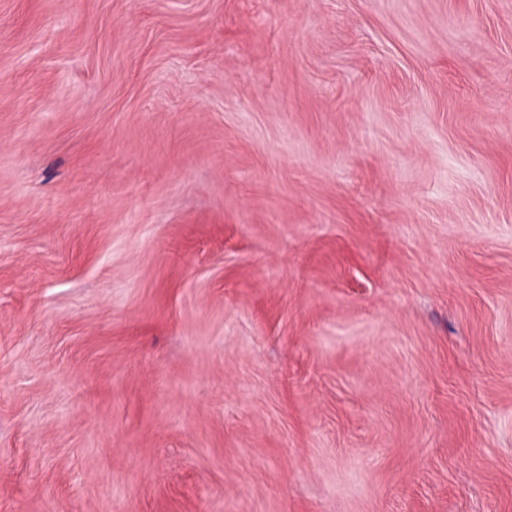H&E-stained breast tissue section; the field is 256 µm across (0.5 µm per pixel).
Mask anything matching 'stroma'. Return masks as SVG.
<instances>
[{"mask_svg": "<svg viewBox=\"0 0 512 512\" xmlns=\"http://www.w3.org/2000/svg\"><path fill=\"white\" fill-rule=\"evenodd\" d=\"M0 512H512V0H0Z\"/></svg>", "mask_w": 512, "mask_h": 512, "instance_id": "stroma-1", "label": "stroma"}]
</instances>
